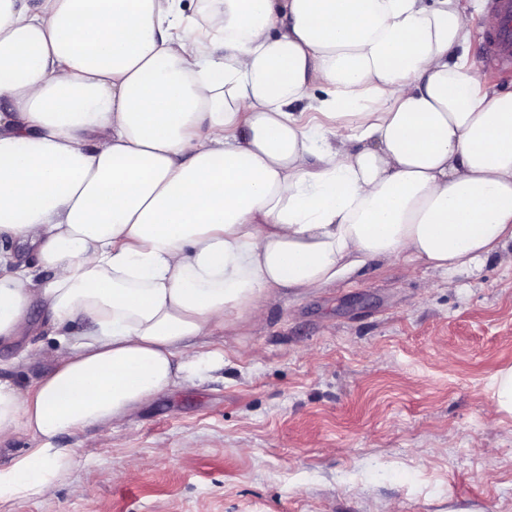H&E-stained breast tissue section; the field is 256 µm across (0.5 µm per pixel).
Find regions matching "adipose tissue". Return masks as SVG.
<instances>
[{
    "mask_svg": "<svg viewBox=\"0 0 512 512\" xmlns=\"http://www.w3.org/2000/svg\"><path fill=\"white\" fill-rule=\"evenodd\" d=\"M470 38L461 0H223L206 26L180 0H0V342L37 302L60 346L33 385L0 376V442L40 441L0 508L76 466L59 435L222 364L198 339L281 290L398 259L450 280L512 243V91ZM467 16L472 27L473 37L469 46V54L475 62L484 83L502 91H512V70L501 71L492 66L486 50L487 37L493 30L484 27L483 17L467 9Z\"/></svg>",
    "mask_w": 512,
    "mask_h": 512,
    "instance_id": "1",
    "label": "adipose tissue"
}]
</instances>
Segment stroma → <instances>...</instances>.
Here are the masks:
<instances>
[{
  "label": "stroma",
  "instance_id": "stroma-1",
  "mask_svg": "<svg viewBox=\"0 0 512 512\" xmlns=\"http://www.w3.org/2000/svg\"><path fill=\"white\" fill-rule=\"evenodd\" d=\"M484 83L512 91L469 13ZM0 345L22 386L48 375L58 344ZM223 367L163 391L122 425L57 438L78 465L10 512H512V416L490 410L512 366V243L445 283L404 261L274 302L263 326L218 333ZM144 466L119 479L129 456Z\"/></svg>",
  "mask_w": 512,
  "mask_h": 512
}]
</instances>
